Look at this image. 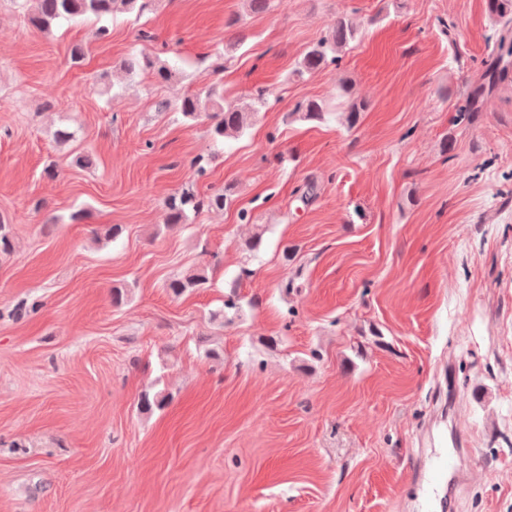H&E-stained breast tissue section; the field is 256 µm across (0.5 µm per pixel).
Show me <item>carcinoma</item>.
<instances>
[{
  "label": "carcinoma",
  "mask_w": 512,
  "mask_h": 512,
  "mask_svg": "<svg viewBox=\"0 0 512 512\" xmlns=\"http://www.w3.org/2000/svg\"><path fill=\"white\" fill-rule=\"evenodd\" d=\"M24 22L33 30L48 31L62 21L71 22L86 16H93L99 21L111 17L121 9L127 12L142 13L148 7L149 0H13ZM489 8L495 22L502 26V33L496 40L485 60V71L482 81L471 90L466 105L460 115L470 117L480 111L486 94L493 90L497 82L509 77L512 73V0H489ZM358 29L346 17L336 19L329 34L309 46L297 63L296 72L303 75L307 72L326 69L339 61L338 52L349 45L357 37ZM124 68L133 73L143 71L153 74L156 78L169 82L176 77V69L159 57L144 55L131 58L124 62ZM206 97L211 113L209 128L210 136L215 139L236 137L247 128L251 118L266 104V96L260 93L246 107L224 100V95L214 87L205 93L199 92L184 95L178 102L171 104L161 102V112L176 110L189 120H197L201 115V97ZM295 113L306 121L323 120L324 108L317 100H306L295 107ZM233 203L232 194L226 189H218L206 196H201L193 187L184 188L164 201V222L167 224H183L188 214L204 209L224 210ZM15 244L11 225L0 219V254L10 255ZM212 286L208 269L198 267L172 277L165 284L166 291L175 297ZM170 401L169 393L163 390L149 389L139 397V410L149 414L154 410L163 409Z\"/></svg>",
  "instance_id": "1"
}]
</instances>
